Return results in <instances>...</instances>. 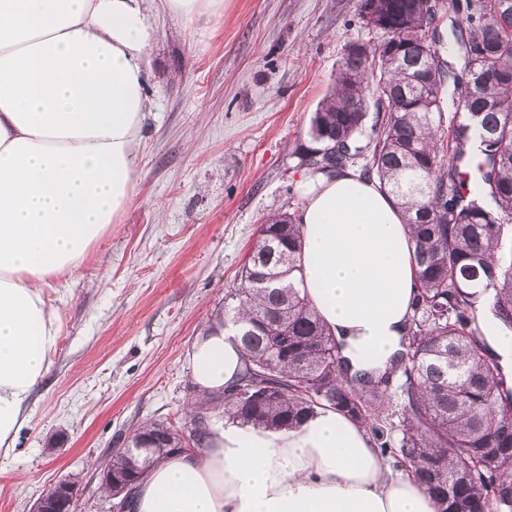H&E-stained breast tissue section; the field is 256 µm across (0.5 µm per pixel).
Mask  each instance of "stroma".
<instances>
[{
  "label": "stroma",
  "mask_w": 512,
  "mask_h": 512,
  "mask_svg": "<svg viewBox=\"0 0 512 512\" xmlns=\"http://www.w3.org/2000/svg\"><path fill=\"white\" fill-rule=\"evenodd\" d=\"M186 19L148 0L150 103L135 198L91 257L49 293L53 364L14 452L0 512H32L75 482L74 512H107L99 469L142 423L191 401L188 353L270 215L297 212V154L347 45L377 43L357 0H223Z\"/></svg>",
  "instance_id": "35a3bbf8"
}]
</instances>
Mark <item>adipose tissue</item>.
Instances as JSON below:
<instances>
[{
    "mask_svg": "<svg viewBox=\"0 0 512 512\" xmlns=\"http://www.w3.org/2000/svg\"><path fill=\"white\" fill-rule=\"evenodd\" d=\"M144 0H0V452L15 450L53 363L47 291L132 203L148 99ZM297 277L352 370L384 373L402 350L418 282L408 231L377 180L304 178ZM233 325L198 336L199 392L231 388ZM134 512H435L365 428L324 408L272 432L227 422L205 451L158 461Z\"/></svg>",
    "mask_w": 512,
    "mask_h": 512,
    "instance_id": "obj_1",
    "label": "adipose tissue"
}]
</instances>
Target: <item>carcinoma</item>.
I'll return each mask as SVG.
<instances>
[{
	"label": "carcinoma",
	"instance_id": "1",
	"mask_svg": "<svg viewBox=\"0 0 512 512\" xmlns=\"http://www.w3.org/2000/svg\"><path fill=\"white\" fill-rule=\"evenodd\" d=\"M441 7L454 15L458 69L440 56L429 0H377L372 20L358 3L366 25L386 22L385 38L342 57L312 116L310 144L299 147L313 176L357 166L376 176L410 230L419 291L397 360L399 446L384 439L382 425L391 373L350 374L340 344L291 279L301 231L284 212L261 225L238 286L209 321L238 329L245 357L236 385L195 395L182 425L151 421L107 453L124 485L135 486L170 448H205L215 413L282 430L328 407L365 426L381 453H399L437 512L512 509V382L487 354L477 321L484 297L512 331V10L501 0ZM393 50L394 62L369 61ZM445 95L473 111L444 121Z\"/></svg>",
	"mask_w": 512,
	"mask_h": 512
}]
</instances>
